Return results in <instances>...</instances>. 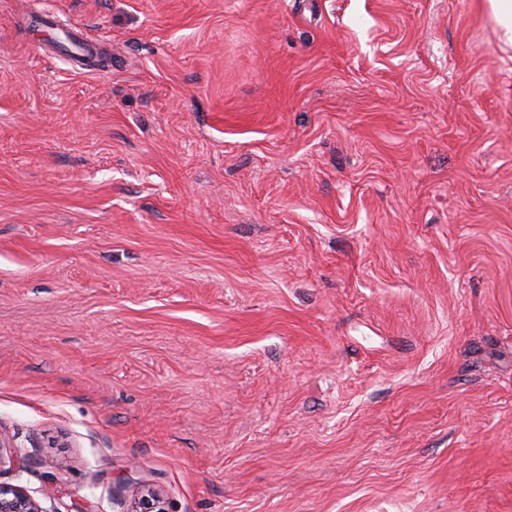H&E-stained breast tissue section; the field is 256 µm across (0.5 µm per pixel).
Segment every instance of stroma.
<instances>
[{
	"label": "stroma",
	"mask_w": 512,
	"mask_h": 512,
	"mask_svg": "<svg viewBox=\"0 0 512 512\" xmlns=\"http://www.w3.org/2000/svg\"><path fill=\"white\" fill-rule=\"evenodd\" d=\"M0 437L42 512H512L487 0H0ZM63 36L64 38L60 39L59 42L65 46L71 59L79 61L91 56L93 53L92 43L81 31L72 30L63 33Z\"/></svg>",
	"instance_id": "1"
}]
</instances>
